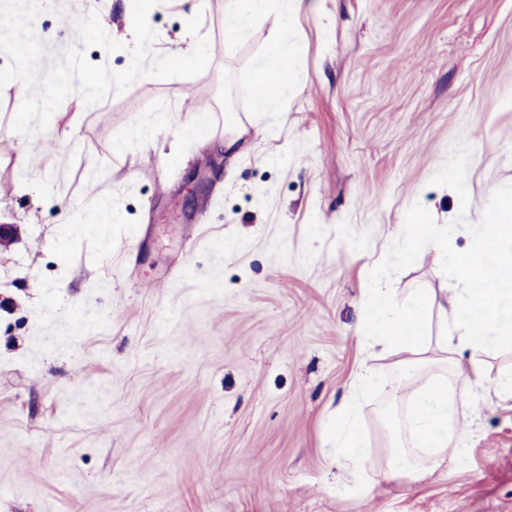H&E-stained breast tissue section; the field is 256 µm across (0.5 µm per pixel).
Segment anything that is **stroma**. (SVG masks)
Wrapping results in <instances>:
<instances>
[{
	"label": "stroma",
	"instance_id": "35a3bbf8",
	"mask_svg": "<svg viewBox=\"0 0 512 512\" xmlns=\"http://www.w3.org/2000/svg\"><path fill=\"white\" fill-rule=\"evenodd\" d=\"M225 0H160L152 50L210 61L88 106L66 98L29 153L0 134V512H512V401L457 382L463 455L423 480L384 477L363 400L364 484L337 492L329 424L362 357L373 268L398 297L456 288L436 253L406 260L418 212L499 219L512 191V0H273L224 40ZM132 0H42L41 68L76 18L123 32ZM288 20V92L253 108L246 80ZM233 113L234 153L202 115ZM465 161L463 194L448 169ZM119 222L64 228L90 172Z\"/></svg>",
	"mask_w": 512,
	"mask_h": 512
}]
</instances>
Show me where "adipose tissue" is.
<instances>
[{
	"mask_svg": "<svg viewBox=\"0 0 512 512\" xmlns=\"http://www.w3.org/2000/svg\"><path fill=\"white\" fill-rule=\"evenodd\" d=\"M270 0H226L228 21L224 38L232 42L244 37L266 14ZM430 215L403 225L401 236L405 255L411 256L422 243L442 253L448 270L460 283L451 323L437 346L455 375L480 386L503 400H512V371L494 377L483 372L484 357L512 347V224L476 225L469 247L454 251L447 236L455 230L447 225L441 237H429ZM426 295L414 293L396 301L385 281H377L364 298L366 315L360 325V339L370 347L379 346L396 356L397 366L415 373L428 363L429 348L422 342L420 327L413 324V313L425 310ZM467 354V363L456 360ZM358 408L344 410L335 424L336 451L332 462L347 473L337 481V489L347 482H360L361 461L369 450L359 434ZM459 409L447 377L433 376L411 393L405 402L402 429L388 428L389 455L385 475L419 481L443 465L449 448L461 447L464 433L459 427Z\"/></svg>",
	"mask_w": 512,
	"mask_h": 512,
	"instance_id": "1",
	"label": "adipose tissue"
}]
</instances>
